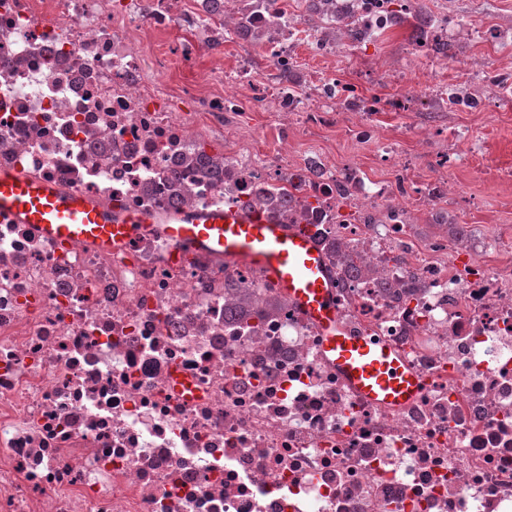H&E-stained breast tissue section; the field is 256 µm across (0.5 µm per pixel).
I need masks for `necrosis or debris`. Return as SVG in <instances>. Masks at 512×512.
Segmentation results:
<instances>
[{
	"label": "necrosis or debris",
	"instance_id": "1",
	"mask_svg": "<svg viewBox=\"0 0 512 512\" xmlns=\"http://www.w3.org/2000/svg\"><path fill=\"white\" fill-rule=\"evenodd\" d=\"M285 4L0 0V171L157 218L104 252L0 216V512H512V262L488 260L512 240L446 230L477 204L459 113L512 101V22L485 28L472 71L446 0L420 22L426 71L377 66L392 110L427 115L425 175L339 74L408 0ZM230 40L232 72L201 80ZM339 122L384 176L301 151ZM238 205L309 230L342 328L425 379L413 401L365 403L262 271L171 253L160 220Z\"/></svg>",
	"mask_w": 512,
	"mask_h": 512
}]
</instances>
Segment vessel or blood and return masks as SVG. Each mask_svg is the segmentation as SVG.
Masks as SVG:
<instances>
[{
    "label": "vessel or blood",
    "mask_w": 512,
    "mask_h": 512,
    "mask_svg": "<svg viewBox=\"0 0 512 512\" xmlns=\"http://www.w3.org/2000/svg\"><path fill=\"white\" fill-rule=\"evenodd\" d=\"M0 215L35 225L61 246L83 240L104 249L133 239L149 221L135 212L113 218L81 194L4 172H0ZM165 233L172 248L191 245L263 270L318 327L324 356L366 402L397 408L419 393L421 377L392 347L341 327L324 257L307 231L224 208L175 216L166 223Z\"/></svg>",
    "instance_id": "1"
}]
</instances>
